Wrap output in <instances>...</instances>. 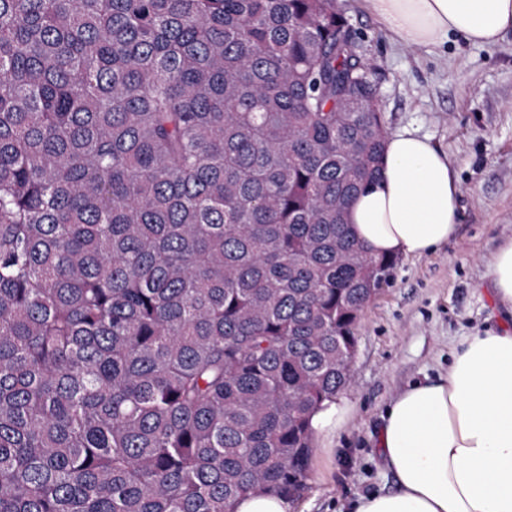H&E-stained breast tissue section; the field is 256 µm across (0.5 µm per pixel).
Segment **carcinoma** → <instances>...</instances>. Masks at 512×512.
<instances>
[{"mask_svg": "<svg viewBox=\"0 0 512 512\" xmlns=\"http://www.w3.org/2000/svg\"><path fill=\"white\" fill-rule=\"evenodd\" d=\"M386 136L336 0H0V512L300 495Z\"/></svg>", "mask_w": 512, "mask_h": 512, "instance_id": "carcinoma-1", "label": "carcinoma"}]
</instances>
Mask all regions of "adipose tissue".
<instances>
[{
  "label": "adipose tissue",
  "mask_w": 512,
  "mask_h": 512,
  "mask_svg": "<svg viewBox=\"0 0 512 512\" xmlns=\"http://www.w3.org/2000/svg\"><path fill=\"white\" fill-rule=\"evenodd\" d=\"M367 2L409 45L453 33L490 46L512 33V0ZM347 220L371 254L426 256L461 220L456 172L427 137L389 134L381 178L354 197ZM377 438L395 488L359 496L355 512H512V326L466 337L446 375L394 399Z\"/></svg>",
  "instance_id": "obj_1"
}]
</instances>
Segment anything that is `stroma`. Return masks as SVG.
<instances>
[{"label": "stroma", "mask_w": 512, "mask_h": 512, "mask_svg": "<svg viewBox=\"0 0 512 512\" xmlns=\"http://www.w3.org/2000/svg\"><path fill=\"white\" fill-rule=\"evenodd\" d=\"M379 92L388 132L428 137L459 176L461 222L448 244L421 258L397 257L358 325L353 383L337 401L349 413L315 438L305 491L291 512H349L360 494L393 489L376 452L396 396L447 373L459 343L506 321L489 264L512 239V34L493 46L457 35L402 43L364 0H339Z\"/></svg>", "instance_id": "obj_1"}]
</instances>
